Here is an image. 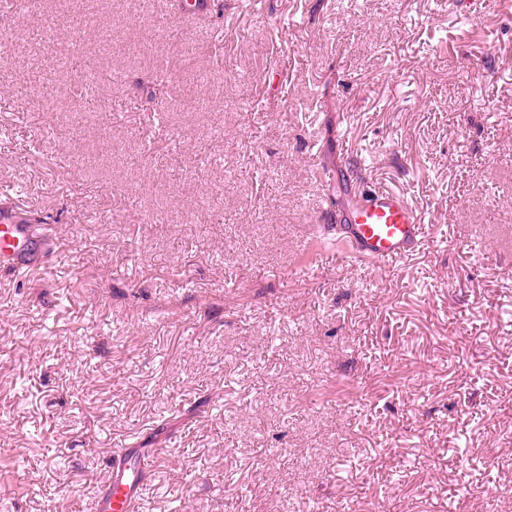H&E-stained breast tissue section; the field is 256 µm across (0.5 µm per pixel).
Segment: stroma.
<instances>
[{"instance_id":"stroma-1","label":"stroma","mask_w":512,"mask_h":512,"mask_svg":"<svg viewBox=\"0 0 512 512\" xmlns=\"http://www.w3.org/2000/svg\"><path fill=\"white\" fill-rule=\"evenodd\" d=\"M177 2L0 22V208L33 240L0 268V512H90L130 446L144 512H512V0ZM372 188L424 245L329 258Z\"/></svg>"}]
</instances>
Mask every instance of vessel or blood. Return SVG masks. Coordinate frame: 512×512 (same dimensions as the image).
Returning a JSON list of instances; mask_svg holds the SVG:
<instances>
[{
	"mask_svg": "<svg viewBox=\"0 0 512 512\" xmlns=\"http://www.w3.org/2000/svg\"><path fill=\"white\" fill-rule=\"evenodd\" d=\"M344 210L346 225L340 233L360 259L389 265L423 244L422 221L402 194L370 190L349 197ZM28 228L0 213V264H13L28 250ZM151 458L119 456L113 459L104 489L91 503L92 512H140L143 481Z\"/></svg>",
	"mask_w": 512,
	"mask_h": 512,
	"instance_id": "obj_1",
	"label": "vessel or blood"
}]
</instances>
